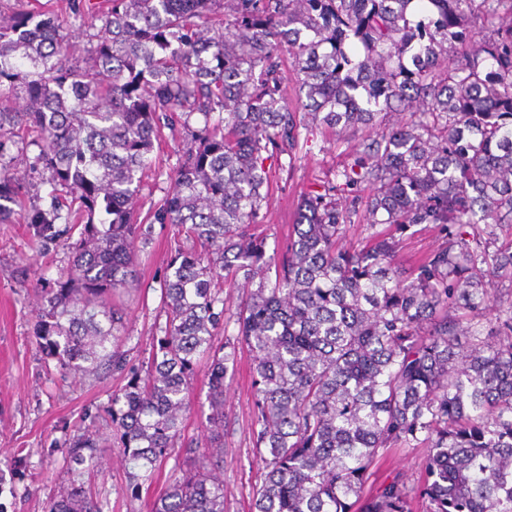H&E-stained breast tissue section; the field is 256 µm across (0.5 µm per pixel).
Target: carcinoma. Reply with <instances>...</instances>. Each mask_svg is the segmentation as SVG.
Here are the masks:
<instances>
[{"mask_svg":"<svg viewBox=\"0 0 512 512\" xmlns=\"http://www.w3.org/2000/svg\"><path fill=\"white\" fill-rule=\"evenodd\" d=\"M84 17L82 0L0 9V224L70 250L41 289L36 340L74 376L126 366L134 240L174 228L159 348L112 394L132 488L183 440L206 356L207 452L173 470L153 512H224V380L245 348L253 512H411L416 497L426 512H512V299L491 304L493 279H512L499 234L512 224V0H106L101 26ZM315 128L363 151L341 184L304 193L271 257L249 232L269 206L266 161L295 168ZM168 133L184 134L180 161L142 217L135 199L146 173L164 175L154 151ZM31 145L47 210L11 168ZM348 189L371 229L350 250L336 199ZM418 224L440 225L446 245L404 267L397 234ZM240 277L258 284L218 347ZM96 447L82 434L73 461L98 468ZM395 448L424 449L417 486L372 480ZM48 512L101 509L77 481Z\"/></svg>","mask_w":512,"mask_h":512,"instance_id":"1","label":"carcinoma"}]
</instances>
